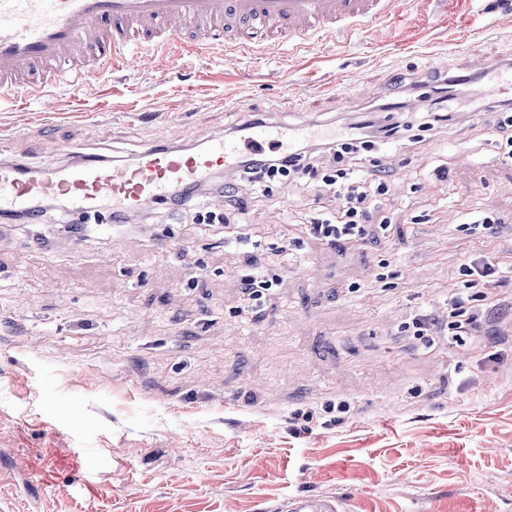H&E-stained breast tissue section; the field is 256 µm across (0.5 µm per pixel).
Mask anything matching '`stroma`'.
<instances>
[{
    "label": "stroma",
    "instance_id": "1",
    "mask_svg": "<svg viewBox=\"0 0 512 512\" xmlns=\"http://www.w3.org/2000/svg\"><path fill=\"white\" fill-rule=\"evenodd\" d=\"M478 55L512 60V0H392L381 27L310 54L190 57L165 78L146 58L54 112L0 104V160L69 164L74 144L129 161L250 114L333 131ZM497 118L367 152L390 196L364 244L311 237L336 202L286 179L252 201L248 244L193 222L229 211L214 189L124 224L62 203L37 222L0 215V512H280L300 492L344 496L346 512H512V272L481 332L447 326L465 259L512 250ZM486 210L508 219L495 239L458 230ZM253 271L274 280L256 301L240 286ZM422 313L438 327L420 339Z\"/></svg>",
    "mask_w": 512,
    "mask_h": 512
}]
</instances>
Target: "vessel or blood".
Segmentation results:
<instances>
[{
	"label": "vessel or blood",
	"mask_w": 512,
	"mask_h": 512,
	"mask_svg": "<svg viewBox=\"0 0 512 512\" xmlns=\"http://www.w3.org/2000/svg\"><path fill=\"white\" fill-rule=\"evenodd\" d=\"M390 0H0V94L18 102L65 88L82 91L88 74L126 68L137 55L159 57L160 75L189 56L262 55L291 43L294 50L336 33L384 22ZM483 71L492 78L480 90L494 107L505 76L494 62ZM306 126L252 124L247 135H219L204 147L184 151L145 143L132 164H104L91 156L78 164L0 165V213L39 212L57 198L86 211L111 204L135 212L163 200L169 190L204 183L215 167L235 168L249 153L292 148ZM339 497L296 494L286 512H342Z\"/></svg>",
	"instance_id": "b4317fda"
}]
</instances>
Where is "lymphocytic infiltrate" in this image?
Returning <instances> with one entry per match:
<instances>
[{
  "instance_id": "obj_1",
  "label": "lymphocytic infiltrate",
  "mask_w": 512,
  "mask_h": 512,
  "mask_svg": "<svg viewBox=\"0 0 512 512\" xmlns=\"http://www.w3.org/2000/svg\"><path fill=\"white\" fill-rule=\"evenodd\" d=\"M448 81L434 83L421 93L423 110L403 112L396 121L388 122L380 114L367 113L350 120L352 134L346 139L299 143L290 153L268 150L250 154L224 177V194L234 202L257 193L268 181L290 177L304 185L317 186L320 193H331L342 204L334 215L314 226L315 234L330 244L363 238L367 224L381 198L388 192L386 181L362 175L363 152L373 143H396L413 129L439 131L461 119L466 107L453 102L448 94ZM512 269V250L471 255L461 270L468 276L469 287L479 289L483 309L473 306L471 297L454 296L448 309V327L456 336H472L478 332L483 311L501 303L496 293L497 277Z\"/></svg>"
}]
</instances>
